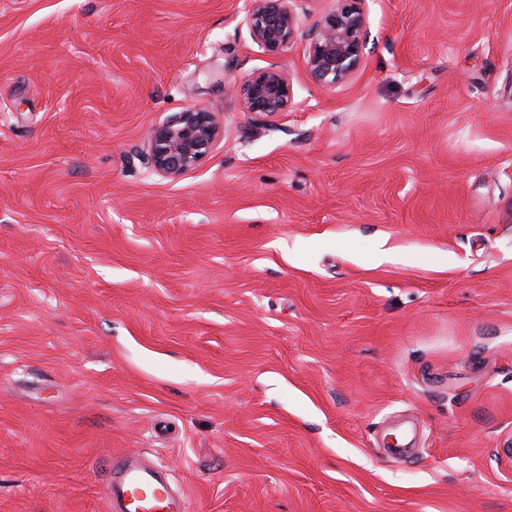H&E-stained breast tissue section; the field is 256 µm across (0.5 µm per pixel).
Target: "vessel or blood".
I'll list each match as a JSON object with an SVG mask.
<instances>
[{
    "mask_svg": "<svg viewBox=\"0 0 512 512\" xmlns=\"http://www.w3.org/2000/svg\"><path fill=\"white\" fill-rule=\"evenodd\" d=\"M112 479L103 486L110 512H187L169 486L167 469L122 454L112 459Z\"/></svg>",
    "mask_w": 512,
    "mask_h": 512,
    "instance_id": "b4317fda",
    "label": "vessel or blood"
}]
</instances>
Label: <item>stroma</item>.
Instances as JSON below:
<instances>
[{
  "label": "stroma",
  "mask_w": 512,
  "mask_h": 512,
  "mask_svg": "<svg viewBox=\"0 0 512 512\" xmlns=\"http://www.w3.org/2000/svg\"><path fill=\"white\" fill-rule=\"evenodd\" d=\"M245 6L0 0V512H108L119 453L189 512H512V0H367L333 88ZM233 91L241 96L244 110L259 117L287 112L292 97L288 77L276 67L253 74ZM221 132L214 112L189 108L154 126L148 133L149 161L154 172L176 177L195 167L210 152Z\"/></svg>",
  "instance_id": "stroma-1"
}]
</instances>
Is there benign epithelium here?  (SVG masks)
<instances>
[{"instance_id":"obj_1","label":"benign epithelium","mask_w":512,"mask_h":512,"mask_svg":"<svg viewBox=\"0 0 512 512\" xmlns=\"http://www.w3.org/2000/svg\"><path fill=\"white\" fill-rule=\"evenodd\" d=\"M298 0H249L245 23L266 53L280 55L299 29ZM310 29L306 68L325 87L347 80L359 66L366 43L365 0H339ZM245 111L259 117L288 111L292 88L283 70L273 67L253 74L238 90ZM221 132L216 114L189 108L154 126L148 133L149 161L154 172L176 177L195 167L210 152Z\"/></svg>"}]
</instances>
